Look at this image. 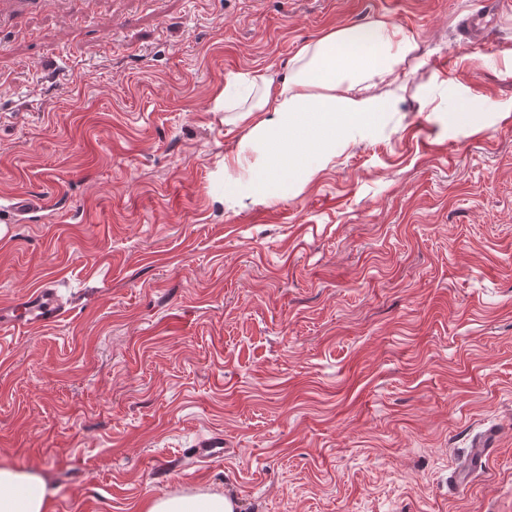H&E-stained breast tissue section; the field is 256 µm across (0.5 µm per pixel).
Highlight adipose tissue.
<instances>
[{"instance_id": "obj_1", "label": "adipose tissue", "mask_w": 512, "mask_h": 512, "mask_svg": "<svg viewBox=\"0 0 512 512\" xmlns=\"http://www.w3.org/2000/svg\"><path fill=\"white\" fill-rule=\"evenodd\" d=\"M418 48L409 31L377 19L328 30L303 45L290 73L227 80L224 109L249 126L231 159L238 166L254 162L248 197L277 198L287 182L302 191L351 139L374 129L396 104L385 86L405 80ZM49 510L41 476L0 467V512ZM143 512H233V506L218 494L170 496L147 500Z\"/></svg>"}]
</instances>
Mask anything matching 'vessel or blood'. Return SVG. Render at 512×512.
I'll return each mask as SVG.
<instances>
[{
    "label": "vessel or blood",
    "instance_id": "b4317fda",
    "mask_svg": "<svg viewBox=\"0 0 512 512\" xmlns=\"http://www.w3.org/2000/svg\"><path fill=\"white\" fill-rule=\"evenodd\" d=\"M38 200L23 194L14 195L8 206L0 208V222L14 223L16 215L35 210ZM68 313L66 304L58 294L56 283L49 282L15 298L8 307L0 309V328H26L29 326H45L63 320ZM498 431H488L476 442L462 466L453 473L448 487L453 492H460L466 487L472 474L482 472L486 466L489 453L498 439ZM184 456L201 463L222 460L224 457V436L214 432L195 441L192 447L184 449Z\"/></svg>",
    "mask_w": 512,
    "mask_h": 512
}]
</instances>
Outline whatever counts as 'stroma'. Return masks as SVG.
Returning a JSON list of instances; mask_svg holds the SVG:
<instances>
[{"label": "stroma", "instance_id": "35a3bbf8", "mask_svg": "<svg viewBox=\"0 0 512 512\" xmlns=\"http://www.w3.org/2000/svg\"><path fill=\"white\" fill-rule=\"evenodd\" d=\"M47 0L0 22V465L52 512H512V0ZM385 19L421 67L299 195L224 198L220 95ZM487 104L473 120L449 107ZM500 440L458 496L448 479ZM212 432L209 464L180 449ZM8 206H0V221L4 224H14L17 214H27L35 210L39 206V199L35 200L23 194H16L11 198ZM58 284L43 283L38 288L15 298L8 307H1L0 328L45 326L63 320L69 311L58 295ZM498 438L499 432L491 429L470 448L465 463L454 471L452 479L448 483V487L453 493H460L467 486L468 479L472 474L483 472L489 453ZM235 499L231 496L206 494L197 496H170L149 499L143 512H234Z\"/></svg>", "mask_w": 512, "mask_h": 512}]
</instances>
